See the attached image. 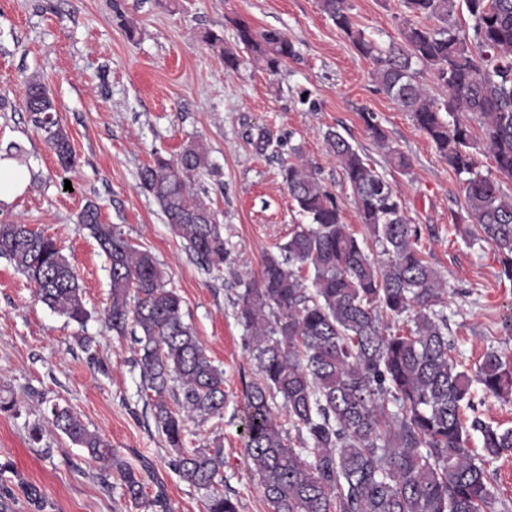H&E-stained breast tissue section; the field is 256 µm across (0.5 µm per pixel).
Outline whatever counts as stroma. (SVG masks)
<instances>
[{"instance_id": "35a3bbf8", "label": "stroma", "mask_w": 512, "mask_h": 512, "mask_svg": "<svg viewBox=\"0 0 512 512\" xmlns=\"http://www.w3.org/2000/svg\"><path fill=\"white\" fill-rule=\"evenodd\" d=\"M346 5L381 46L400 41L402 0ZM241 19L288 35L296 54L279 74L252 61L225 71L219 50L204 43V34L216 31L234 46ZM34 75L51 90L77 158L65 177L24 108L25 83ZM365 110L375 113L389 146L409 157L407 171L389 163L361 118ZM255 126L276 131L279 154L253 151L245 136ZM330 128L390 182L418 225L419 247L445 284L448 339L462 369L475 373L490 350L512 366V280L493 246L476 235L461 176L410 113L379 91L370 60L318 0H0V153L19 145L31 174L22 193L0 202V224H27L56 241L89 312L85 324L68 321L0 257V397L15 403L0 411V463L15 467L0 481L11 489V512H32L16 486L21 479L40 487L47 512H205L202 492L170 465L172 451L140 388L131 338L113 335L105 323L109 262L78 221L90 202L102 223L155 256L182 298L185 323L224 370V414L189 425L186 449L223 448L224 489L239 512H268L240 431L245 388L256 369L236 301L265 255L303 221L280 172L295 156L318 168L342 202L345 224L367 236L326 151ZM195 140L205 144L212 168L191 184L224 226L228 254L220 270L207 269L186 249L139 186L153 150L173 158ZM55 403L76 412L138 473L143 506L125 496L117 470L99 469L53 429L47 410ZM36 425L43 428L38 444L29 439Z\"/></svg>"}]
</instances>
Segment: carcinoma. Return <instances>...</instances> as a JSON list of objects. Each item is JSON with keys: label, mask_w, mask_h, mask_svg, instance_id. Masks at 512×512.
Listing matches in <instances>:
<instances>
[{"label": "carcinoma", "mask_w": 512, "mask_h": 512, "mask_svg": "<svg viewBox=\"0 0 512 512\" xmlns=\"http://www.w3.org/2000/svg\"><path fill=\"white\" fill-rule=\"evenodd\" d=\"M460 4L470 17L464 29L448 24ZM404 6L436 17L440 26L407 20L401 42L383 49L356 26L346 0H320L321 10L372 62L379 90L410 112L452 170L468 175V217L512 279V196L475 171L472 131L455 117H476L485 153L512 176V0H404ZM237 41L238 48H225L223 35H206L207 43L223 48L228 71L248 57L276 74L295 53L282 30H256L245 21L237 24ZM415 64L448 89L446 100L430 97ZM26 92L35 128L60 167L73 169L75 155L55 117L54 97L36 76ZM361 117L390 162L407 170L409 158L389 145L374 114ZM323 138L372 242L344 224L336 196L315 167L301 159L282 166L288 195L308 223L296 225L278 252L266 255L258 279L237 299L257 375L244 397L245 448L270 512H490L486 464L512 450V428L476 416L468 423L463 411L474 408L475 382L487 395H512V370L494 350L484 354L475 376L458 369L440 307L442 278L418 248V228L406 218L403 200L342 134L329 128ZM247 142L258 154H273L280 138L258 127ZM209 167L204 145L191 142L174 160L154 151L138 177L186 248L206 268L218 269L226 254L224 227L189 187L191 177ZM79 223L109 260L106 319L112 332L137 345L142 388L174 452L171 465L182 482L204 492L205 512H238L237 501L220 489L224 449L183 448L187 423L224 412V369L183 321L182 299L167 287L156 258L102 223L92 202ZM371 244L383 259L371 257ZM0 257L34 283L50 309L77 323L87 320L77 278L52 239L22 224H0ZM305 268L312 277L302 275ZM386 316L413 327L391 333ZM277 398L297 432V448L283 434L273 408ZM48 421L91 460L116 468L132 503L151 506L135 472L70 408L52 405ZM472 431L482 438L478 450L468 445ZM19 486L34 512H45L41 489L25 481Z\"/></svg>", "instance_id": "obj_1"}]
</instances>
